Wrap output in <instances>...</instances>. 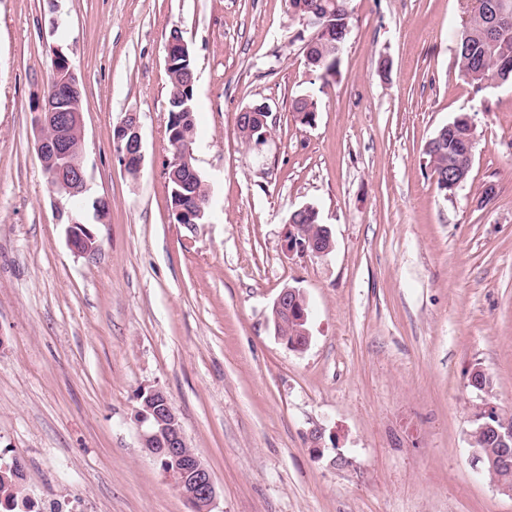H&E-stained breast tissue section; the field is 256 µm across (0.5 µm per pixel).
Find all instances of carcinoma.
<instances>
[{"label":"carcinoma","instance_id":"cac0c4a2","mask_svg":"<svg viewBox=\"0 0 512 512\" xmlns=\"http://www.w3.org/2000/svg\"><path fill=\"white\" fill-rule=\"evenodd\" d=\"M309 15L314 25L309 28L312 35V55L321 59V64L313 69V73L324 77L339 65L349 36V12L347 0H306ZM496 9L505 15V25L497 41L488 45L483 41V26L486 12ZM456 65L459 72L472 84L480 87L485 82L498 78L502 83L512 84V0H474L470 19L461 31L456 49ZM195 71L193 56L182 65L168 70L171 84L170 98L181 95L187 98L190 114L181 113L182 106L168 104L166 134L168 141L192 139L195 134L194 87L187 86L186 71ZM292 110L300 124L312 126L318 112V101L311 93L301 95L293 101ZM449 124L452 129L438 139H431L433 147L425 151L433 174L446 175L450 169H465L469 166L475 144V130L464 117H455ZM207 194L203 181L182 189L177 203L187 209L205 204ZM297 237H318L322 223L319 213L301 212L297 214ZM512 425V416H499L492 421L493 428L484 431L476 438V445L482 448V466L489 467V459L499 454L494 429L501 423ZM27 498L25 487L19 481L0 479V512H18L14 504Z\"/></svg>","mask_w":512,"mask_h":512}]
</instances>
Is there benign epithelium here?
I'll use <instances>...</instances> for the list:
<instances>
[{"label":"benign epithelium","instance_id":"1","mask_svg":"<svg viewBox=\"0 0 512 512\" xmlns=\"http://www.w3.org/2000/svg\"><path fill=\"white\" fill-rule=\"evenodd\" d=\"M187 47L184 38L169 37L165 44L166 67L170 68L178 59L187 57ZM80 99L78 78L66 61L56 71V95L42 100L33 116V125L37 132V151L47 180L53 192L67 200L81 196L88 189L87 171L82 155L84 123ZM270 116V107L267 104L262 106L260 114L245 108L237 115V123L253 125L259 132L254 142V147L259 152L269 140ZM112 143L124 171L133 177L137 176L145 159L138 114H126L115 126ZM191 157L193 149L189 142L176 143L175 156L169 166L173 167L172 179L180 186L187 183L188 175H196L194 170L185 167ZM171 211L178 224H194L204 216V209L201 207L190 211L175 204ZM296 233L297 225L289 224L286 248L290 252L324 256L332 249L330 240L323 244L312 240L303 242L297 238ZM67 242L72 252L79 256L92 254L99 248L92 229L74 219L68 224ZM305 308V297L297 288L282 289L273 302L274 333H279L281 316H291L299 334L300 345L296 346L298 350L305 348L309 342L310 333L306 327L308 315ZM137 417L145 425L142 447L153 459L165 457L167 478L181 487L182 495L193 512H212L217 497L213 474L198 454L189 448L180 418L168 395L156 388L146 391ZM496 438L503 453L493 463L506 468L512 465V427L506 425L503 429L496 430Z\"/></svg>","mask_w":512,"mask_h":512}]
</instances>
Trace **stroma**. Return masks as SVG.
I'll list each match as a JSON object with an SVG mask.
<instances>
[{"instance_id": "obj_1", "label": "stroma", "mask_w": 512, "mask_h": 512, "mask_svg": "<svg viewBox=\"0 0 512 512\" xmlns=\"http://www.w3.org/2000/svg\"><path fill=\"white\" fill-rule=\"evenodd\" d=\"M470 10L349 0L346 50L317 80L288 0H0V458L44 512H190L142 447L152 388L212 471L213 512H512L472 463L483 408L512 413V86L456 68ZM174 28L194 57L210 200L193 226L171 223L165 174ZM58 52L82 86L77 204L52 192L32 126ZM309 91L310 127L292 111ZM254 102L272 112L260 154L236 126ZM129 112L135 178L112 147ZM460 114L472 166L444 196L424 146ZM306 204L331 230L327 255L285 249ZM69 212L94 225L97 253L69 249ZM288 286L308 305L302 351L271 322ZM339 454L348 468L331 466ZM112 143L124 171L137 176L144 163V145L141 123L137 113L131 112L115 126Z\"/></svg>"}]
</instances>
